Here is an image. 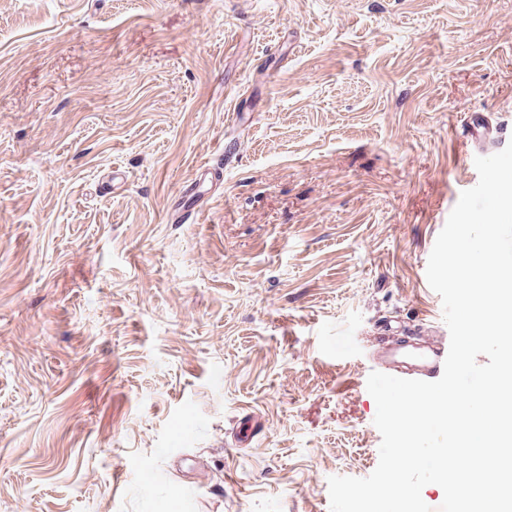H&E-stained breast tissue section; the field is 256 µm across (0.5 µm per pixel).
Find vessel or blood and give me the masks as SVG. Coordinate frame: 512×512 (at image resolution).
I'll return each instance as SVG.
<instances>
[{
  "instance_id": "obj_1",
  "label": "vessel or blood",
  "mask_w": 512,
  "mask_h": 512,
  "mask_svg": "<svg viewBox=\"0 0 512 512\" xmlns=\"http://www.w3.org/2000/svg\"><path fill=\"white\" fill-rule=\"evenodd\" d=\"M447 353L445 343L427 339L419 344L407 338L397 344L383 343L375 356L386 374L432 381L443 371Z\"/></svg>"
}]
</instances>
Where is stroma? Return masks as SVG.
I'll return each instance as SVG.
<instances>
[{
  "label": "stroma",
  "instance_id": "35a3bbf8",
  "mask_svg": "<svg viewBox=\"0 0 512 512\" xmlns=\"http://www.w3.org/2000/svg\"><path fill=\"white\" fill-rule=\"evenodd\" d=\"M511 141L502 0H0V512H330Z\"/></svg>",
  "mask_w": 512,
  "mask_h": 512
}]
</instances>
